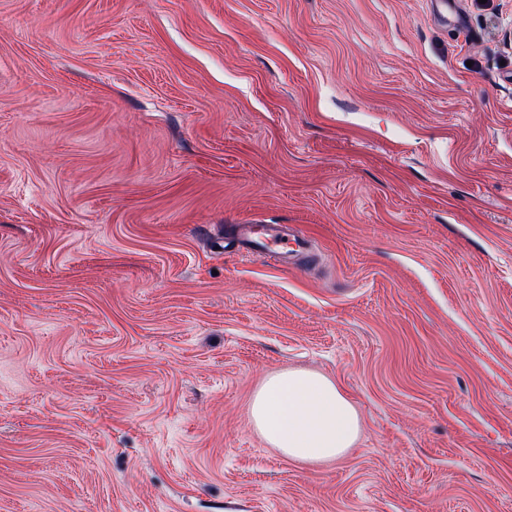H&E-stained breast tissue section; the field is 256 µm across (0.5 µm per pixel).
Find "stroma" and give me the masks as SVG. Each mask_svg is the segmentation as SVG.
<instances>
[{"label": "stroma", "mask_w": 512, "mask_h": 512, "mask_svg": "<svg viewBox=\"0 0 512 512\" xmlns=\"http://www.w3.org/2000/svg\"><path fill=\"white\" fill-rule=\"evenodd\" d=\"M457 2L0 0V512H512V0ZM291 369L341 459L254 431ZM237 233L252 255L288 256L304 249V242L291 237L281 224H238ZM250 419L271 447L304 464L340 459L361 430L356 408L336 384L306 370L268 376L254 394Z\"/></svg>", "instance_id": "stroma-1"}]
</instances>
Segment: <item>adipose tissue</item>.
Masks as SVG:
<instances>
[{"label": "adipose tissue", "mask_w": 512, "mask_h": 512, "mask_svg": "<svg viewBox=\"0 0 512 512\" xmlns=\"http://www.w3.org/2000/svg\"><path fill=\"white\" fill-rule=\"evenodd\" d=\"M250 419L271 447L304 464L340 459L361 430L356 408L336 384L306 370L268 376L252 399Z\"/></svg>", "instance_id": "ef3b65f1"}]
</instances>
